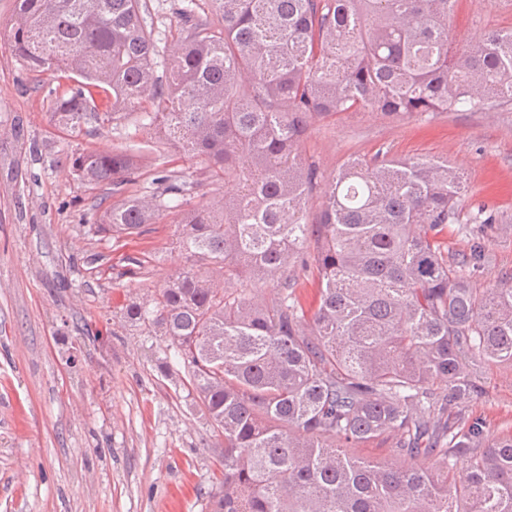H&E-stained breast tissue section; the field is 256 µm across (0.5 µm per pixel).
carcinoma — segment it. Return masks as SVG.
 Instances as JSON below:
<instances>
[{
    "label": "carcinoma",
    "instance_id": "carcinoma-1",
    "mask_svg": "<svg viewBox=\"0 0 512 512\" xmlns=\"http://www.w3.org/2000/svg\"><path fill=\"white\" fill-rule=\"evenodd\" d=\"M18 2L16 54L74 83L55 126L131 120L146 142L206 163L207 205L186 208L194 184L162 170L84 228L140 235L176 214L182 264L121 315L165 343L161 370L187 368L224 435L210 512H512V435L486 442L479 423L463 426L475 362L512 367V286L475 287L483 239L444 255L462 176L446 160L357 157L310 224L317 174L297 153L315 115L512 105V28L453 51L456 0H181L164 51L146 0ZM140 152L92 148L69 174L119 195ZM226 182L236 192H220ZM301 273L317 285L311 312ZM243 278L276 296L224 287ZM381 437L406 464L336 446Z\"/></svg>",
    "mask_w": 512,
    "mask_h": 512
}]
</instances>
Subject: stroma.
<instances>
[{
	"instance_id": "stroma-1",
	"label": "stroma",
	"mask_w": 512,
	"mask_h": 512,
	"mask_svg": "<svg viewBox=\"0 0 512 512\" xmlns=\"http://www.w3.org/2000/svg\"><path fill=\"white\" fill-rule=\"evenodd\" d=\"M16 0H0V512H209L208 493L224 438L186 374L161 372L163 344L129 326L120 310L156 295L181 262L168 220L112 240L83 226L101 192L68 174L72 159L99 147L124 149L133 126L84 124L68 136L48 112L69 87L29 71L10 45ZM512 26V0L480 11L457 0L454 47L479 43ZM383 151L396 158L448 160L462 174L459 223L449 254L472 238L493 258L475 277L480 288L512 286V106L448 112L428 121L378 112L311 118L298 153L319 169L307 205L315 221L340 165ZM202 163L172 149L146 151L130 188L157 170L199 179ZM494 216L483 225L476 202ZM100 331L97 343L87 330ZM483 391L465 408L488 440L512 434V368L479 365Z\"/></svg>"
}]
</instances>
